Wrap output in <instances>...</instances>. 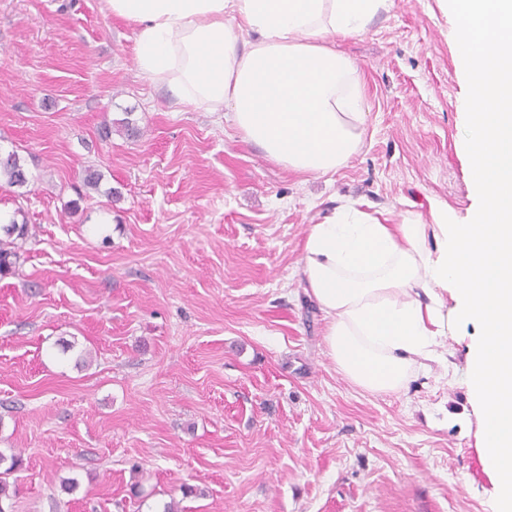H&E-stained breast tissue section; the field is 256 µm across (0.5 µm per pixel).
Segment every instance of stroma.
<instances>
[{
    "instance_id": "stroma-1",
    "label": "stroma",
    "mask_w": 512,
    "mask_h": 512,
    "mask_svg": "<svg viewBox=\"0 0 512 512\" xmlns=\"http://www.w3.org/2000/svg\"><path fill=\"white\" fill-rule=\"evenodd\" d=\"M455 27L438 0H393L337 42L367 127L315 177L177 105L104 0H0V152L29 175L0 182V218L35 229L0 274L7 512H499L470 471L480 324L370 393L329 356L301 274L309 225L344 198L396 223L477 209ZM128 114L140 136L116 128Z\"/></svg>"
}]
</instances>
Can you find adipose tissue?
Masks as SVG:
<instances>
[{
  "instance_id": "obj_1",
  "label": "adipose tissue",
  "mask_w": 512,
  "mask_h": 512,
  "mask_svg": "<svg viewBox=\"0 0 512 512\" xmlns=\"http://www.w3.org/2000/svg\"><path fill=\"white\" fill-rule=\"evenodd\" d=\"M136 28L135 54L176 103L231 110L244 137L283 168L322 176L366 130L357 65L336 38L362 31L389 0H107ZM474 114L468 137L479 206L457 223L340 206L311 225L302 272L327 321L329 355L356 386L400 390L435 360L448 321L475 320L469 384L484 446L512 512V0H450ZM251 31L252 41L242 39Z\"/></svg>"
}]
</instances>
